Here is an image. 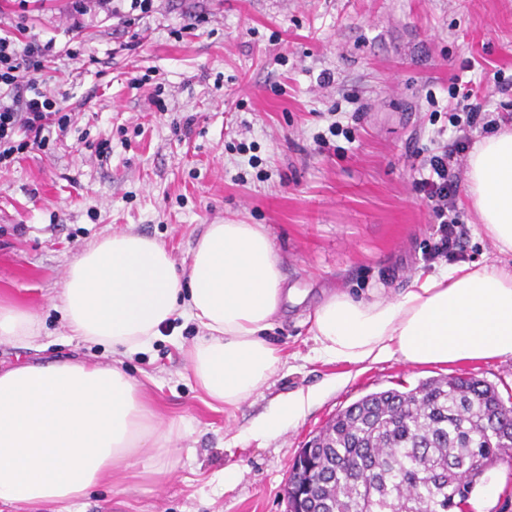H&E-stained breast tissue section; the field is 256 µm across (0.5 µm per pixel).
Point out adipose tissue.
Listing matches in <instances>:
<instances>
[{
	"mask_svg": "<svg viewBox=\"0 0 512 512\" xmlns=\"http://www.w3.org/2000/svg\"><path fill=\"white\" fill-rule=\"evenodd\" d=\"M467 195L498 252L512 254V129L477 143L467 159ZM288 293L273 244L259 224H209L185 271L156 239L115 232L68 266L58 307L73 339L110 348L112 363L23 364L0 371V505L73 512L102 484L169 471L180 421L159 426L140 382L121 357L146 348L182 318L203 335L184 348L192 376L214 403L233 407L260 393L280 356L265 337ZM315 355L365 365L394 357L448 365L512 356V268L461 264L415 276L402 293L354 298L333 292L309 317ZM38 315L0 302V342H28ZM322 394L276 401L252 432L276 435Z\"/></svg>",
	"mask_w": 512,
	"mask_h": 512,
	"instance_id": "obj_1",
	"label": "adipose tissue"
}]
</instances>
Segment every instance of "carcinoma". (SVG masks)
Here are the masks:
<instances>
[{"label": "carcinoma", "mask_w": 512, "mask_h": 512, "mask_svg": "<svg viewBox=\"0 0 512 512\" xmlns=\"http://www.w3.org/2000/svg\"><path fill=\"white\" fill-rule=\"evenodd\" d=\"M512 449V407L469 373L370 392L301 449L290 512H467L484 473Z\"/></svg>", "instance_id": "obj_1"}]
</instances>
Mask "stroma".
<instances>
[{
	"label": "stroma",
	"instance_id": "obj_1",
	"mask_svg": "<svg viewBox=\"0 0 512 512\" xmlns=\"http://www.w3.org/2000/svg\"><path fill=\"white\" fill-rule=\"evenodd\" d=\"M75 0H0V32L46 49L40 88L71 121L0 168V301L41 321L0 343V368L112 352L68 336L56 297L69 263L118 230L178 264L205 225H263L291 291L267 333L282 363L261 394L210 404L181 354L202 331L176 320L122 356L161 419H182L163 481L100 486L79 512H288L290 467L325 422L367 393L467 372L512 399V356L447 366L315 358L307 316L333 290L393 296L440 270L415 166L454 132L448 88L473 80L512 125V0H150L76 12ZM466 263L498 253L466 193ZM322 388L286 432L250 428L289 393ZM234 478H226V471Z\"/></svg>",
	"mask_w": 512,
	"mask_h": 512
}]
</instances>
